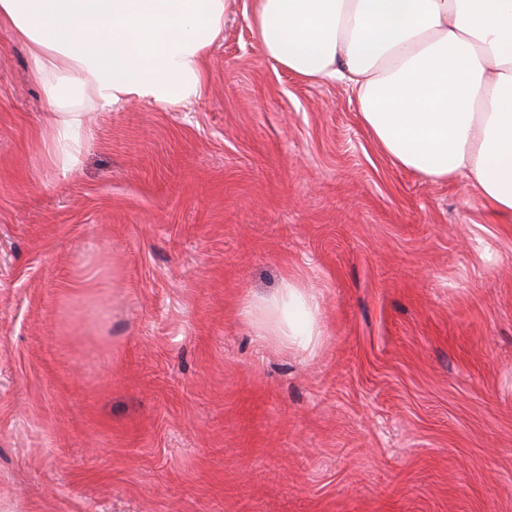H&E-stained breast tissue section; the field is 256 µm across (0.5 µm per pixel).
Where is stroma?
Masks as SVG:
<instances>
[{"label":"stroma","instance_id":"1","mask_svg":"<svg viewBox=\"0 0 512 512\" xmlns=\"http://www.w3.org/2000/svg\"><path fill=\"white\" fill-rule=\"evenodd\" d=\"M229 0L202 98L77 167L0 27V512H512V221L395 165ZM318 297L314 353L245 302Z\"/></svg>","mask_w":512,"mask_h":512}]
</instances>
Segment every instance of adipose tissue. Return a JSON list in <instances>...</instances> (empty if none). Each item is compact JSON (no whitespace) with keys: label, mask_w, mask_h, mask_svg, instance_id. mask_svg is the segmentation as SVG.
I'll list each match as a JSON object with an SVG mask.
<instances>
[{"label":"adipose tissue","mask_w":512,"mask_h":512,"mask_svg":"<svg viewBox=\"0 0 512 512\" xmlns=\"http://www.w3.org/2000/svg\"><path fill=\"white\" fill-rule=\"evenodd\" d=\"M228 2L0 0L57 114L50 163L74 168L89 112L200 98ZM248 22L290 73L345 83L394 164L467 179L512 217V0H253ZM240 314L291 350L314 352L323 334L317 299L289 282Z\"/></svg>","instance_id":"ef3b65f1"}]
</instances>
